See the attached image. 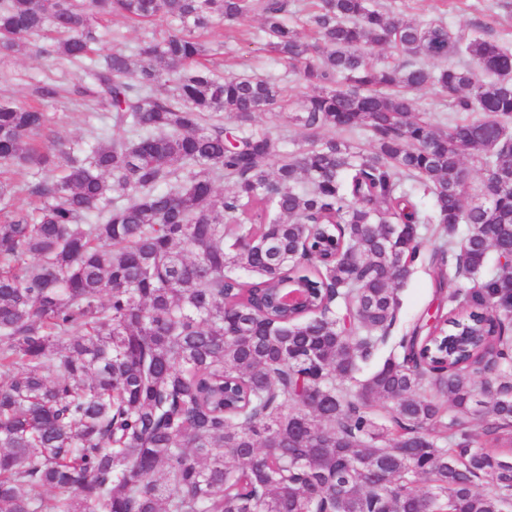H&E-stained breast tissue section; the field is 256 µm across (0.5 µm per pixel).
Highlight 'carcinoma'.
Here are the masks:
<instances>
[{"label": "carcinoma", "mask_w": 512, "mask_h": 512, "mask_svg": "<svg viewBox=\"0 0 512 512\" xmlns=\"http://www.w3.org/2000/svg\"><path fill=\"white\" fill-rule=\"evenodd\" d=\"M114 13L176 27L134 66L98 53ZM253 14L313 93L205 64L194 32ZM35 35L89 61L124 136L58 149L32 210L0 177V512H512V265L490 264L512 252V50L377 0H0V51ZM430 86L467 117L434 128ZM47 122L1 101L0 165L49 164L29 142ZM358 128L371 150L342 137ZM466 156L492 195H467ZM423 224L448 311L359 380ZM290 282L308 304L271 305Z\"/></svg>", "instance_id": "cac0c4a2"}]
</instances>
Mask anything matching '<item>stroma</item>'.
Here are the masks:
<instances>
[{
  "instance_id": "35a3bbf8",
  "label": "stroma",
  "mask_w": 512,
  "mask_h": 512,
  "mask_svg": "<svg viewBox=\"0 0 512 512\" xmlns=\"http://www.w3.org/2000/svg\"><path fill=\"white\" fill-rule=\"evenodd\" d=\"M383 9L407 20L431 17L467 36L480 35L512 47V0H378ZM167 21L136 23L115 15L100 22L103 35L101 48H120L136 56L140 43L154 31L167 28ZM202 41L211 49L209 61L220 74L276 77L288 97L299 99L309 89L287 67L276 61L265 47L261 21L250 17L239 30L230 32L222 24H214L202 32ZM40 39L27 40L15 52L0 53V101L19 105L31 103L34 84L46 81L58 85L60 95L43 103L50 122L36 140L42 146L61 143L68 147L90 150L95 136L108 131L118 136L112 126L109 107L78 94L84 74L67 62L52 61L39 53ZM424 248L411 277L399 291L401 308L391 329L392 338H399L420 319L437 314L443 307L438 292L437 274L431 260L439 241L429 230H422Z\"/></svg>"
}]
</instances>
